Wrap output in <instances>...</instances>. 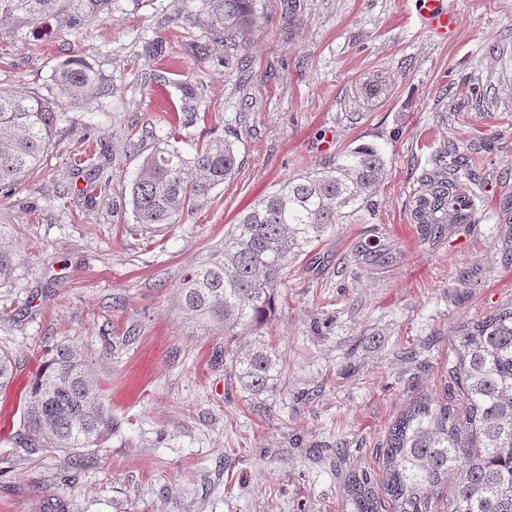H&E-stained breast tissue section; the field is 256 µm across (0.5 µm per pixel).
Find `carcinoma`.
Here are the masks:
<instances>
[{"label": "carcinoma", "mask_w": 512, "mask_h": 512, "mask_svg": "<svg viewBox=\"0 0 512 512\" xmlns=\"http://www.w3.org/2000/svg\"><path fill=\"white\" fill-rule=\"evenodd\" d=\"M69 0H0V18L43 24L62 14ZM211 24L221 40L199 48L203 57L223 49L234 56L263 14L262 0H208ZM54 84L74 105L109 91L84 60L72 57L54 71ZM385 91L376 77L360 87L366 100ZM198 87L181 86V111L193 114ZM61 113L40 92L0 88V189L32 175L52 145ZM435 170L417 190L413 223L425 239L477 220L471 191L461 182L467 158L441 149ZM386 160L373 145L327 156L306 172L260 198L224 235V248L185 278L181 307L207 327L235 338L237 329L267 323L288 263L305 254L327 228L375 209L373 190ZM237 168L229 136L209 139L188 158L172 145L143 157L131 187L132 234L153 224L174 227ZM504 236L512 239V195L500 200ZM398 251L383 233L358 240L354 260L370 269L391 266ZM276 354L256 340L232 354L230 367L254 397L274 391ZM13 358L0 352V389L13 374ZM448 377L463 401L419 398L392 425L383 452V490L398 512H512V305L498 307L457 326ZM114 422L93 383L87 360L60 344L35 374L19 437L25 455L93 448ZM344 491L352 512H379V496L365 473L348 476Z\"/></svg>", "instance_id": "1"}]
</instances>
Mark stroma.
Here are the masks:
<instances>
[{
	"label": "stroma",
	"instance_id": "obj_1",
	"mask_svg": "<svg viewBox=\"0 0 512 512\" xmlns=\"http://www.w3.org/2000/svg\"><path fill=\"white\" fill-rule=\"evenodd\" d=\"M244 51L211 42L207 0H111L42 27L0 22V87L48 92L76 55L112 92L64 115L42 165L0 192V512H350L349 473L380 479L386 437L418 397H442L459 323L512 303L499 201L512 194V0H440L432 31L416 0H263ZM169 52L149 55L151 44ZM166 78L157 84L156 75ZM382 76L369 102L357 89ZM201 92L180 120V85ZM237 134L239 167L182 224L125 234L132 183L163 142L193 154ZM143 137L141 150L129 139ZM370 144L386 159L374 213L328 228L289 266L260 334L271 394L224 369V337L181 310L184 276L253 203L321 158ZM468 157L478 220L425 240L412 199L441 149ZM379 228L399 255L370 272L351 258ZM88 360L118 423L99 446L25 458L15 436L29 384L56 345ZM421 14L429 25L436 30L448 32L454 24V19L439 7V0H421Z\"/></svg>",
	"mask_w": 512,
	"mask_h": 512
}]
</instances>
